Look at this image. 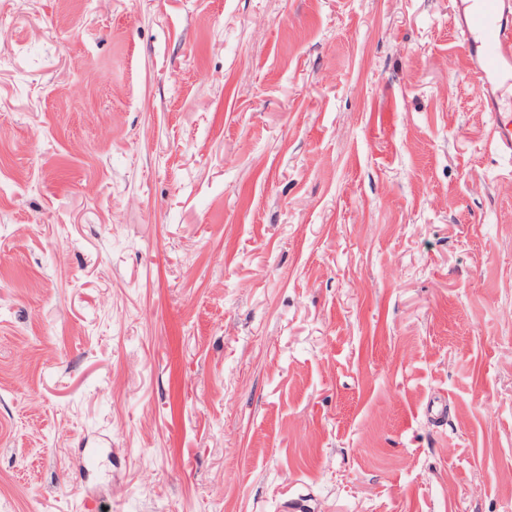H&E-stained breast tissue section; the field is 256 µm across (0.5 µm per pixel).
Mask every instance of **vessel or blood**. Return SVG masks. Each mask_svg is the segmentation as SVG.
Returning <instances> with one entry per match:
<instances>
[{
    "mask_svg": "<svg viewBox=\"0 0 512 512\" xmlns=\"http://www.w3.org/2000/svg\"><path fill=\"white\" fill-rule=\"evenodd\" d=\"M473 8L457 5L460 36L471 78L482 107L492 112L491 139L512 155V113L499 109L498 84L512 75V0H476Z\"/></svg>",
    "mask_w": 512,
    "mask_h": 512,
    "instance_id": "b4317fda",
    "label": "vessel or blood"
}]
</instances>
